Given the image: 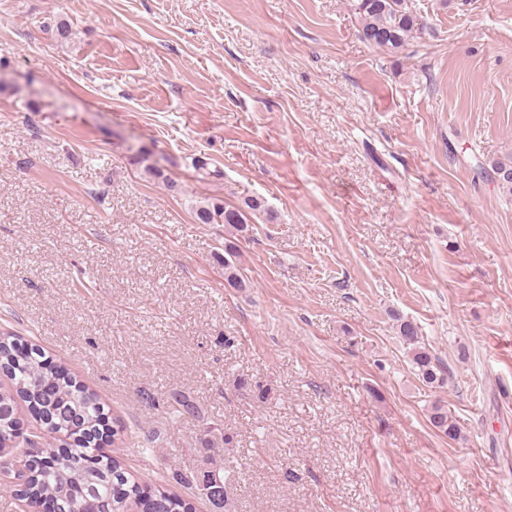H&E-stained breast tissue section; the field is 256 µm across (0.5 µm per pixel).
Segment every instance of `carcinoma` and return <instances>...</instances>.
I'll use <instances>...</instances> for the list:
<instances>
[{"label":"carcinoma","mask_w":512,"mask_h":512,"mask_svg":"<svg viewBox=\"0 0 512 512\" xmlns=\"http://www.w3.org/2000/svg\"><path fill=\"white\" fill-rule=\"evenodd\" d=\"M352 7L360 38L388 55L402 53L425 27L411 0H352ZM479 168L483 177L512 194V158ZM264 211L258 199H248L242 207L212 200L199 203L194 214L200 224L242 228ZM225 251L224 277L241 288L244 280L232 260L233 246H225ZM399 335L411 352L414 374L429 386H445L450 372L423 346L419 326L404 321ZM0 371L10 381L8 388H0V444L17 443L21 462L28 460V448H36L35 464L27 480L13 490L15 497L34 509L53 501L60 512H102V503L109 500L112 512H193L191 500L145 481L101 450L97 441L103 439L107 415L98 394L38 347L18 342L11 332L1 333ZM21 404L35 426L32 434L20 439ZM429 422L450 440L462 438L460 424L437 402L431 406ZM58 435L72 440L65 454L54 444Z\"/></svg>","instance_id":"obj_1"}]
</instances>
